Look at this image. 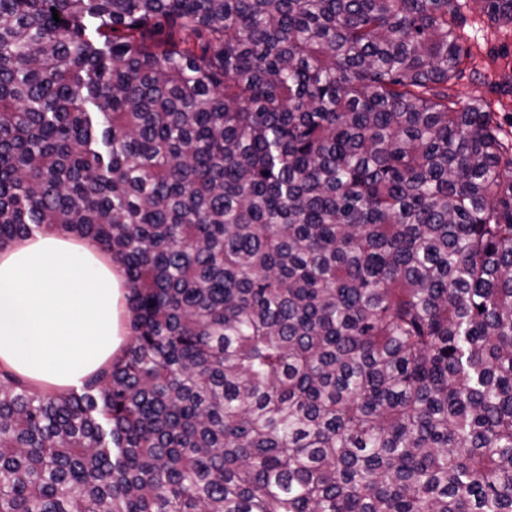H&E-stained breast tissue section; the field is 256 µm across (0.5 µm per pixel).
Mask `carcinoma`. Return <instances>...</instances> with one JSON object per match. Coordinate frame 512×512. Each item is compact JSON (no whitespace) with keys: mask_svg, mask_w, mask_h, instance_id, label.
<instances>
[{"mask_svg":"<svg viewBox=\"0 0 512 512\" xmlns=\"http://www.w3.org/2000/svg\"><path fill=\"white\" fill-rule=\"evenodd\" d=\"M463 19L0 0V250L89 239L134 313L79 390L0 367V512H512V139Z\"/></svg>","mask_w":512,"mask_h":512,"instance_id":"1","label":"carcinoma"}]
</instances>
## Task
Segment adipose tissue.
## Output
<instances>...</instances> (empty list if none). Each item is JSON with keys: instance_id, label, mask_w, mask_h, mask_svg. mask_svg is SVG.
<instances>
[{"instance_id": "1", "label": "adipose tissue", "mask_w": 512, "mask_h": 512, "mask_svg": "<svg viewBox=\"0 0 512 512\" xmlns=\"http://www.w3.org/2000/svg\"><path fill=\"white\" fill-rule=\"evenodd\" d=\"M120 261L55 226L0 251V365L64 391L111 364L131 314Z\"/></svg>"}]
</instances>
